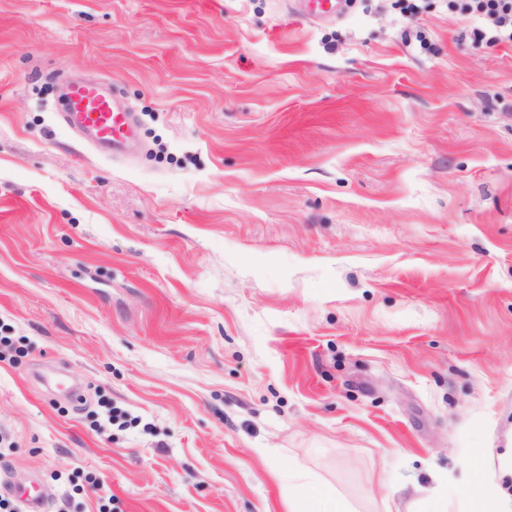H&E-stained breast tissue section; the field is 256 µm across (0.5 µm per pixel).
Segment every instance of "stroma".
Instances as JSON below:
<instances>
[{
	"instance_id": "stroma-1",
	"label": "stroma",
	"mask_w": 512,
	"mask_h": 512,
	"mask_svg": "<svg viewBox=\"0 0 512 512\" xmlns=\"http://www.w3.org/2000/svg\"><path fill=\"white\" fill-rule=\"evenodd\" d=\"M0 0V475L51 512H512V44L447 0ZM139 119L113 159L58 75ZM288 512H352L350 504L336 490L310 475H301L288 483ZM319 508L315 510L313 506Z\"/></svg>"
}]
</instances>
